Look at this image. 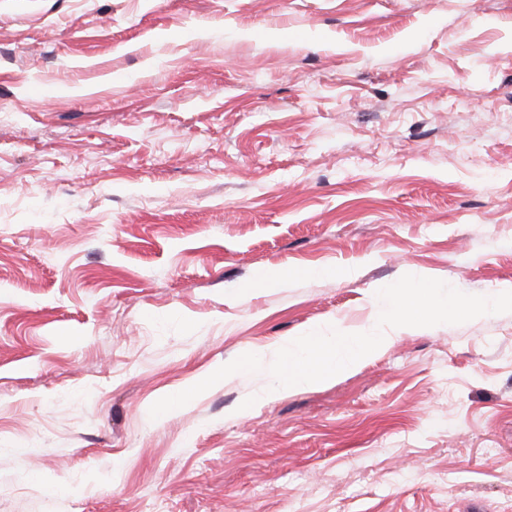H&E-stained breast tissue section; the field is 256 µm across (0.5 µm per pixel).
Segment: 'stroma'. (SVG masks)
Segmentation results:
<instances>
[{
  "instance_id": "stroma-1",
  "label": "stroma",
  "mask_w": 512,
  "mask_h": 512,
  "mask_svg": "<svg viewBox=\"0 0 512 512\" xmlns=\"http://www.w3.org/2000/svg\"><path fill=\"white\" fill-rule=\"evenodd\" d=\"M406 274L512 290V0H0V512H512V313L149 416Z\"/></svg>"
}]
</instances>
